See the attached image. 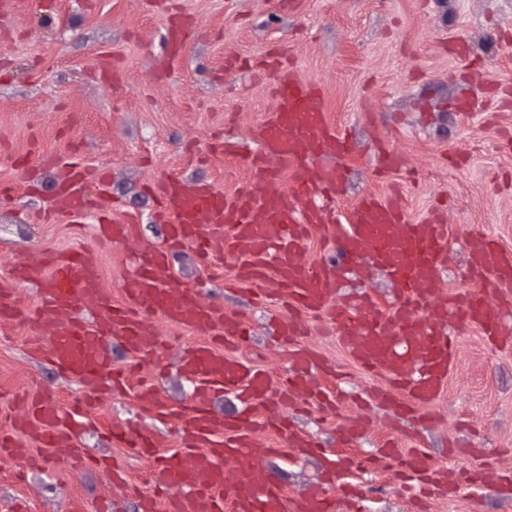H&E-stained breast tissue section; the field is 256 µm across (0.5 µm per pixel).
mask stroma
<instances>
[{"label": "stroma", "instance_id": "1", "mask_svg": "<svg viewBox=\"0 0 512 512\" xmlns=\"http://www.w3.org/2000/svg\"><path fill=\"white\" fill-rule=\"evenodd\" d=\"M179 31V42L170 34ZM288 63L322 94L327 120L347 133L336 216L363 197L399 192L409 223L434 213L448 226L451 292L472 285L465 249L474 232L512 251V0H0V287L19 309L36 287L12 279L15 265L40 264L47 253H93L103 288L122 302L137 254L161 244L151 186L174 176L231 194L255 173L242 156L216 149L217 138L254 150L252 134L273 111V78L262 64ZM400 159L377 169L380 152ZM105 175L113 221L139 217L118 244L97 237L92 215L44 211L69 163ZM339 296L364 292L388 309L395 286L368 257L342 266ZM234 257L221 267L202 263L192 248L166 275L197 304L244 318L251 331L234 354L264 370L272 383L287 377L291 352L314 351L313 378L334 404L325 410L299 399L285 413L293 430L316 439L318 454L291 448L287 436L255 431L266 447L262 465L288 495L327 482L336 498L348 483L365 489L364 512H512L503 484L512 474V344L455 325L457 355L440 396L400 415L366 398L386 386L379 373L356 364L318 317L302 318L295 339L279 333L292 313L257 304L261 284L235 286ZM163 345L145 371L153 401L137 383L105 395L88 417L76 447L59 453L13 427L36 398L75 404L76 378L60 374L45 355L48 325L20 318L0 323V432L13 434L26 460L0 452V512H138L157 458L114 446L110 431L131 426L159 443L163 456L180 450V416L193 384L177 369L202 338L157 316ZM363 428L347 436L343 419ZM400 451L425 449L436 467L457 471L474 488L448 497H409L391 463L327 478L325 459L373 457L385 442ZM128 470L112 481L99 459Z\"/></svg>", "mask_w": 512, "mask_h": 512}]
</instances>
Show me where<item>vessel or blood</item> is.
I'll use <instances>...</instances> for the list:
<instances>
[{
    "instance_id": "vessel-or-blood-1",
    "label": "vessel or blood",
    "mask_w": 512,
    "mask_h": 512,
    "mask_svg": "<svg viewBox=\"0 0 512 512\" xmlns=\"http://www.w3.org/2000/svg\"><path fill=\"white\" fill-rule=\"evenodd\" d=\"M274 92L276 107L258 126L259 150L248 161L256 172L253 183L231 196L191 188L174 177L159 183L167 236L163 245L138 255L125 283L124 304H112L106 296L99 267L90 255L74 250L47 262L35 316L50 323L55 337L53 361L80 381L84 406L66 410L42 403L23 429L44 446L71 449L87 406L115 382L117 371L106 337H121L138 359L150 357L159 348L150 319L159 315L195 334L217 332L224 339V348L201 343L179 360L180 371L194 383L191 411L181 426V443L190 456L167 458L154 468L149 491L139 496L140 512H338L336 498L324 484L310 485L288 497L246 453L254 445L249 434L255 426L284 432L283 407L292 404L294 397L313 396L307 373L315 367V357L306 350H294L293 379L272 390L262 372L229 352L248 335L246 323L223 309L198 305L186 290L166 284L163 275L184 247H192L207 262L232 255L240 281L263 284L265 295L283 299L297 311L322 315L353 360L385 374L389 387L378 397L389 403L398 389L419 405L437 398L453 357L452 324L478 327L489 337L512 335V252L482 233L466 240L471 287L445 300L436 318H426L447 266V227L434 219L407 223L396 194L361 200L352 208L349 221L334 226L332 240L351 258L371 251L395 284L400 301L385 312L364 293L336 304L334 268L328 263L308 264L303 250L309 228L326 221L319 199L338 192L340 160L350 145L327 122L315 86L296 71L281 69ZM269 158L289 172L288 194L266 192L270 174L264 162ZM88 184L80 171L67 178L57 208L82 213ZM491 294L499 300L494 309L487 304ZM82 303L98 304L100 314L90 321L78 319L74 311ZM220 391L244 396L250 403L249 414L236 421L216 415L211 405ZM112 441L136 456L154 453L155 441L147 433L134 435L116 427ZM382 453L400 458L398 483L411 475L423 478L434 472L423 449L400 457L387 445ZM228 463L235 472L229 489L224 486ZM174 486L180 489L175 496L169 493Z\"/></svg>"
}]
</instances>
